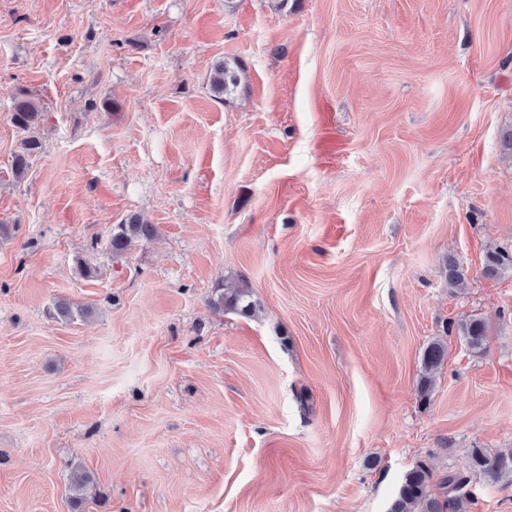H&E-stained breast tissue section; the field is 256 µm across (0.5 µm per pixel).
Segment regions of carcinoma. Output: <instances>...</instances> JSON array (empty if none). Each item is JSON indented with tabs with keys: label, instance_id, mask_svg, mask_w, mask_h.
Masks as SVG:
<instances>
[{
	"label": "carcinoma",
	"instance_id": "carcinoma-1",
	"mask_svg": "<svg viewBox=\"0 0 512 512\" xmlns=\"http://www.w3.org/2000/svg\"><path fill=\"white\" fill-rule=\"evenodd\" d=\"M247 78L245 66L237 59L226 58L217 62L211 71L209 85L214 97L229 103L243 88ZM45 117V107L29 93H22L13 103L11 122L25 134L21 150L14 155L12 172L21 179L27 173L31 160L42 150V141L35 135ZM157 235V227L147 224L135 215L124 219L112 228L108 248L116 259L124 257L136 242L148 243ZM448 284L455 288L466 285V273L454 259L447 260ZM512 273V251L502 248L486 253L482 274L487 278H500ZM252 291L246 282L226 288H215L210 297V307L216 311L251 317L256 313V303L251 300ZM56 314L65 320L84 318L91 314L87 305L59 302ZM458 336L464 345L475 353L486 351L489 341L487 321L474 316L457 325ZM448 346L440 339L433 340L423 351L417 391L422 398L428 397L435 384L436 376L447 357ZM469 468L489 483L506 481L512 484V452L489 453L484 448H472L469 454ZM71 486L75 493L72 499L74 512H82L83 491L92 482V476L84 469H75L70 474ZM470 477L461 473H450L439 480L428 464L419 461L409 470L390 504L388 512H467L471 491L467 490Z\"/></svg>",
	"mask_w": 512,
	"mask_h": 512
}]
</instances>
